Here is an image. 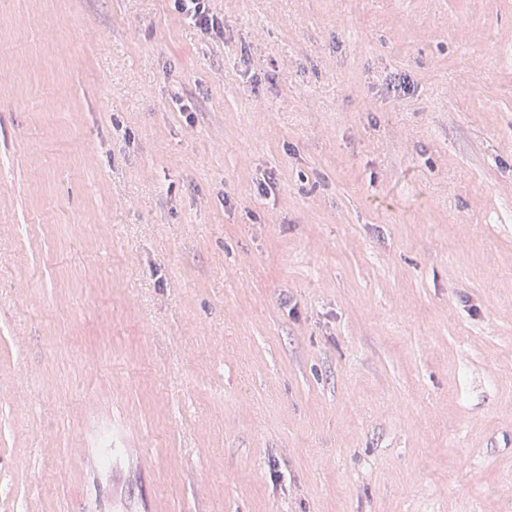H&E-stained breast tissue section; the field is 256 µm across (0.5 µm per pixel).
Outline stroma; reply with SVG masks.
<instances>
[{"label": "stroma", "mask_w": 512, "mask_h": 512, "mask_svg": "<svg viewBox=\"0 0 512 512\" xmlns=\"http://www.w3.org/2000/svg\"><path fill=\"white\" fill-rule=\"evenodd\" d=\"M0 0V512H512V0ZM176 8L182 13L190 23L200 26L205 30L209 29L211 24L212 29L217 28L213 16L209 12V0H175Z\"/></svg>", "instance_id": "stroma-1"}]
</instances>
